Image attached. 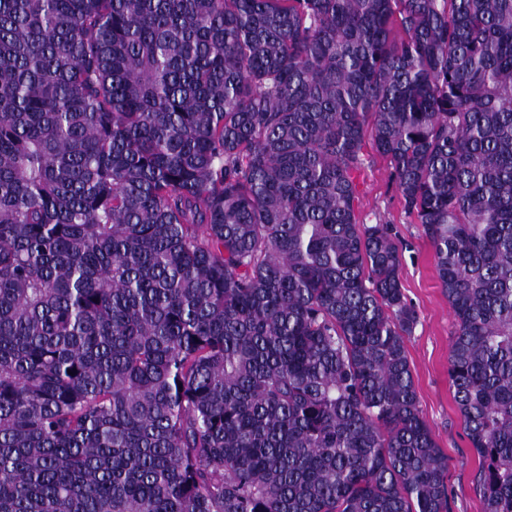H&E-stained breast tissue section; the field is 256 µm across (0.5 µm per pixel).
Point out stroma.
<instances>
[{
  "mask_svg": "<svg viewBox=\"0 0 512 512\" xmlns=\"http://www.w3.org/2000/svg\"><path fill=\"white\" fill-rule=\"evenodd\" d=\"M357 215L366 224H386L401 249V283L417 322L405 339L419 407L448 457V489L454 512H482L472 478L479 460L464 432L453 398L448 358L454 320L435 272L434 253L420 224L409 215L392 182L387 161L372 156L358 178Z\"/></svg>",
  "mask_w": 512,
  "mask_h": 512,
  "instance_id": "obj_1",
  "label": "stroma"
}]
</instances>
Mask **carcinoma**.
Instances as JSON below:
<instances>
[{
	"mask_svg": "<svg viewBox=\"0 0 512 512\" xmlns=\"http://www.w3.org/2000/svg\"><path fill=\"white\" fill-rule=\"evenodd\" d=\"M368 139L512 512V0H0V512H453Z\"/></svg>",
	"mask_w": 512,
	"mask_h": 512,
	"instance_id": "cac0c4a2",
	"label": "carcinoma"
}]
</instances>
